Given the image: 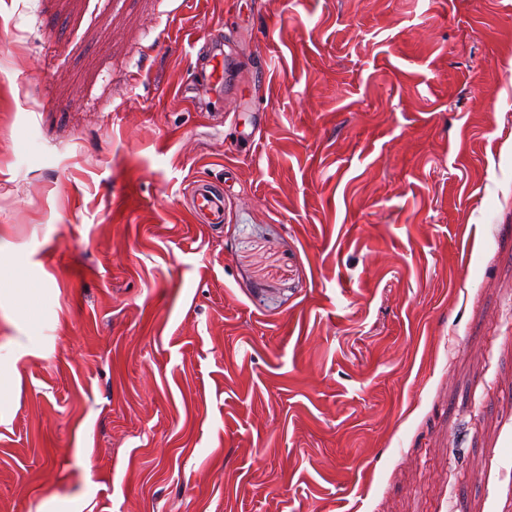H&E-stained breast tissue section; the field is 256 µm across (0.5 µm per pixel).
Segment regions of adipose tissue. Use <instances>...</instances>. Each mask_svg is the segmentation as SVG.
<instances>
[{
    "label": "adipose tissue",
    "mask_w": 512,
    "mask_h": 512,
    "mask_svg": "<svg viewBox=\"0 0 512 512\" xmlns=\"http://www.w3.org/2000/svg\"><path fill=\"white\" fill-rule=\"evenodd\" d=\"M0 295L13 302L15 323L19 336L11 339L7 351L0 352V425L7 424L14 396L20 385L19 362L26 357L40 356L41 350L32 343L26 332L33 325L32 308L37 300L34 291L19 295L16 289L4 288Z\"/></svg>",
    "instance_id": "ef3b65f1"
}]
</instances>
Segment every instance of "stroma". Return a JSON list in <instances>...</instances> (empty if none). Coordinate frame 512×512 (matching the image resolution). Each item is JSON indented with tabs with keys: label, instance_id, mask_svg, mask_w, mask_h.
Listing matches in <instances>:
<instances>
[{
	"label": "stroma",
	"instance_id": "obj_1",
	"mask_svg": "<svg viewBox=\"0 0 512 512\" xmlns=\"http://www.w3.org/2000/svg\"><path fill=\"white\" fill-rule=\"evenodd\" d=\"M0 286V512H512V0H0ZM196 64L201 69L210 68L205 78V91L217 95V88L220 90L229 73L238 64V60L231 53H224L213 45H203L196 55ZM188 207L198 224H222L224 221V185L199 179L192 185ZM0 295L1 299L2 296L11 298L13 302L15 323L18 329L22 333L30 329L33 325L32 308L37 300L35 292L33 290L25 292L26 299L24 301L19 299L18 291L13 288H1ZM41 350L31 342V336H15L9 349L0 348V425L7 424L14 396L20 385L18 363L25 357H40Z\"/></svg>",
	"mask_w": 512,
	"mask_h": 512
}]
</instances>
